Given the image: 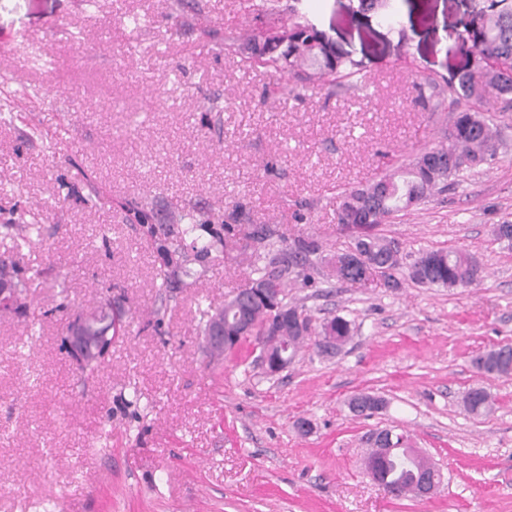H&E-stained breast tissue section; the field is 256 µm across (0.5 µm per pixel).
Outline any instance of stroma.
Listing matches in <instances>:
<instances>
[{
  "label": "stroma",
  "instance_id": "obj_1",
  "mask_svg": "<svg viewBox=\"0 0 512 512\" xmlns=\"http://www.w3.org/2000/svg\"><path fill=\"white\" fill-rule=\"evenodd\" d=\"M483 5L396 0L393 31L350 0H302L366 80L297 96L238 48L269 26L264 0H0V224L40 228L19 250L0 235L33 312L0 311V512H512V376L473 366L512 343V249L494 235L512 222V107L492 108L494 161L381 227L407 263L474 255L478 282L428 288L403 268L395 288L351 285L324 263L348 247L342 188L443 141L457 33ZM191 221L184 243L228 224L237 240L165 287L151 230ZM261 227L282 253L319 244L288 299L354 327L337 355L305 343L275 376L253 340L203 351V315L250 283ZM108 290L125 328L88 378L62 336ZM475 387L492 413L464 411ZM361 392L384 407L353 416ZM392 426L447 488L397 500L370 480L364 438Z\"/></svg>",
  "mask_w": 512,
  "mask_h": 512
}]
</instances>
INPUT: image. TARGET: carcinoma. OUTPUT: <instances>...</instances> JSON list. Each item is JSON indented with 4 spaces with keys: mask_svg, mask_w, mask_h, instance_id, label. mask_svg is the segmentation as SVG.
<instances>
[{
    "mask_svg": "<svg viewBox=\"0 0 512 512\" xmlns=\"http://www.w3.org/2000/svg\"><path fill=\"white\" fill-rule=\"evenodd\" d=\"M353 13L373 12L393 27V0H355ZM269 14L276 21L267 29L270 38L260 42L250 35L241 48L249 62L271 69L279 74L295 76L301 88L323 85L342 78L359 80L363 77L361 62L339 52L326 33L297 20V10L288 7V24H283L276 0H270ZM462 43L470 46L468 60L450 85L452 94L466 99L473 108L457 113L446 135V141L423 152L406 165H401L365 186L346 189L341 193L337 211L338 226L349 239L347 250L338 252L328 260L336 266L349 252L358 253L362 260L356 265L342 266L335 272L336 280L351 284L375 282L382 277L393 280L400 268L396 244L380 233V226L397 213L416 206L436 193L448 188V180L464 170L496 159L498 147L490 127L491 117L482 113L481 106L491 100L512 105V0H484L477 16L463 26ZM234 236V228L224 225V238ZM224 238L212 237L208 241H194L196 255L207 254L216 245H224ZM319 251L314 241L300 240L288 257H273L264 266L255 269L252 288L274 289L276 305L287 309L295 320L286 319L279 324L281 340L271 349L274 356L293 360L304 338L312 334H331L342 343L352 332V322L336 315L315 328L311 316L301 307L288 302L287 274L292 267H306L309 257ZM481 274L479 262L471 255L455 251L430 250L421 253L409 268V278L423 286L437 288H463L475 283ZM194 276L191 259L183 256L175 267L164 272L163 283H186ZM0 284H9L18 295L24 285L11 270V264L0 261ZM273 305L257 303L249 308L248 316L254 336L265 334L272 319ZM475 367L491 376L512 375V350L493 347L475 359ZM465 410L474 416L489 413L493 401L482 387L470 389L464 396ZM380 397L359 393L348 402L355 416H371L383 408ZM386 447L393 449L383 470V488L391 497L400 499L413 494L420 478L421 461L411 448L408 436L392 433Z\"/></svg>",
    "mask_w": 512,
    "mask_h": 512,
    "instance_id": "1",
    "label": "carcinoma"
}]
</instances>
